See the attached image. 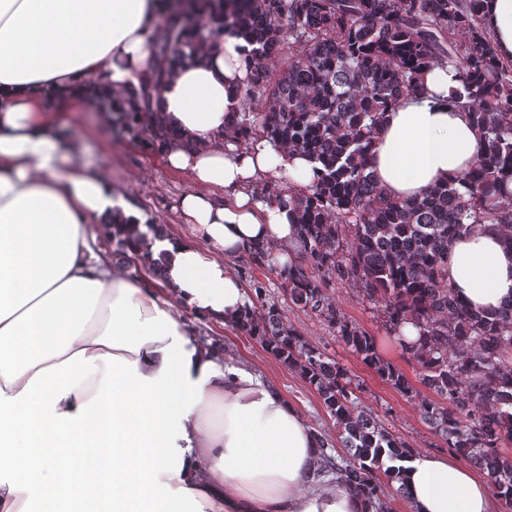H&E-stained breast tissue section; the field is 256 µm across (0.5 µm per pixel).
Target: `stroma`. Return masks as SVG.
<instances>
[{
	"mask_svg": "<svg viewBox=\"0 0 512 512\" xmlns=\"http://www.w3.org/2000/svg\"><path fill=\"white\" fill-rule=\"evenodd\" d=\"M56 137L80 145L75 161L88 170L100 167L111 171L124 197L132 202L145 222L156 225L165 238L195 241L191 225L185 224L175 205L194 184L185 174L168 169L160 151L142 140L131 137L113 123L104 121L98 111L85 107L70 113L67 125L54 128ZM335 298L345 315L375 336L381 355L401 368L407 376L416 369L403 357L394 341L385 334L371 305L363 302L355 290L336 287ZM281 312L286 326L297 330L312 343L327 348L360 382L362 404L378 422L400 437L415 454L445 455L449 449L423 420L416 400L397 392L355 355L341 346L326 327L310 311L282 302ZM185 321L198 336L211 341L235 358L250 362L269 378L296 408L302 411L328 442L336 440V425L325 411L318 394L295 370L282 364L260 343L229 326L207 318L185 314Z\"/></svg>",
	"mask_w": 512,
	"mask_h": 512,
	"instance_id": "1",
	"label": "stroma"
}]
</instances>
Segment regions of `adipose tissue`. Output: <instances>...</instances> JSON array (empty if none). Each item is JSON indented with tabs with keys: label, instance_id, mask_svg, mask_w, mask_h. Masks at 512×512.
Instances as JSON below:
<instances>
[{
	"label": "adipose tissue",
	"instance_id": "ef3b65f1",
	"mask_svg": "<svg viewBox=\"0 0 512 512\" xmlns=\"http://www.w3.org/2000/svg\"><path fill=\"white\" fill-rule=\"evenodd\" d=\"M180 0H0V512H367L320 469L317 433L250 363L201 341L184 312L231 325L250 299L231 264L257 243L286 255L291 210L259 182L314 178L313 164L265 138L225 135L253 73V47L197 41L153 94L163 150L195 185L177 202L199 243L156 242L166 291L94 248L87 227L141 219L108 170L70 165L47 128L88 87L121 97L149 76L154 19ZM484 20L512 60V0ZM430 68L389 112L371 170L411 198L470 169L479 133L445 104L458 87ZM448 280L483 311L512 300V249L481 228L448 247ZM409 512H495L491 483L453 456L421 455L400 475Z\"/></svg>",
	"mask_w": 512,
	"mask_h": 512
}]
</instances>
